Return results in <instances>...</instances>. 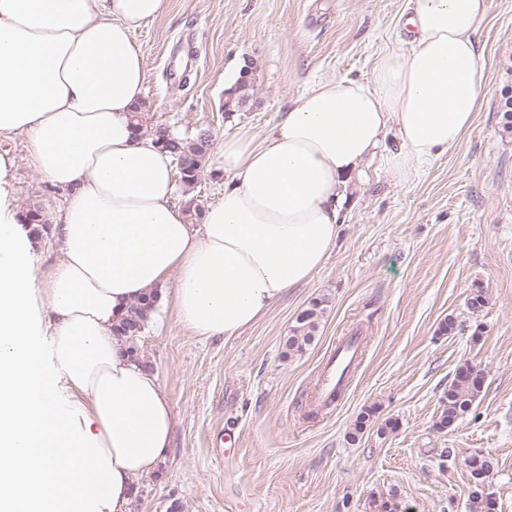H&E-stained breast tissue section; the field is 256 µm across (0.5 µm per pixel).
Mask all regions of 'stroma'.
I'll return each instance as SVG.
<instances>
[{"label":"stroma","instance_id":"obj_1","mask_svg":"<svg viewBox=\"0 0 512 512\" xmlns=\"http://www.w3.org/2000/svg\"><path fill=\"white\" fill-rule=\"evenodd\" d=\"M409 0H168L134 34L146 62L150 123L177 134L210 128L205 172L178 205L207 207L225 137L267 136L318 76L369 78L404 35ZM486 95L458 146L420 176L396 182L379 162L349 191L336 245L306 285L291 289L240 335L200 339L176 319L165 283L140 341L176 419L159 467L134 480L130 512H374L396 493L410 512H469L464 460H496L485 492L512 512V137L497 95L512 85V0H487L475 34ZM253 95L224 112V82L247 62ZM15 162L18 205L53 216L60 193L31 167L25 139H0ZM485 304L471 310L472 290ZM316 298L327 314L315 342L286 356L283 341ZM453 317L452 334L440 333ZM361 340L362 360L334 407L313 388L329 353ZM484 391L453 428L435 423L461 361ZM374 414L362 432L360 413ZM395 429L382 430L386 420Z\"/></svg>","mask_w":512,"mask_h":512}]
</instances>
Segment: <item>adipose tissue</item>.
Instances as JSON below:
<instances>
[{
  "label": "adipose tissue",
  "instance_id": "adipose-tissue-1",
  "mask_svg": "<svg viewBox=\"0 0 512 512\" xmlns=\"http://www.w3.org/2000/svg\"><path fill=\"white\" fill-rule=\"evenodd\" d=\"M410 2V40L368 79L321 75L270 136L225 139L224 193L195 231L170 157L128 120L146 78L133 34L167 0H0V136L25 135L64 194L61 256L39 284L0 152V512H129L176 425L113 333L145 292L174 279L184 329L237 336L324 266L364 163L404 183L459 145L486 93L473 40L486 0Z\"/></svg>",
  "mask_w": 512,
  "mask_h": 512
}]
</instances>
